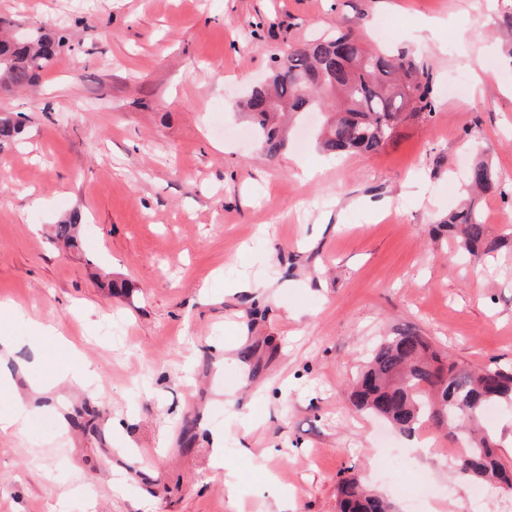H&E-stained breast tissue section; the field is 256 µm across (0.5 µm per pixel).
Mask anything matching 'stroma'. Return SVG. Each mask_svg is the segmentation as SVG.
I'll return each mask as SVG.
<instances>
[{
	"instance_id": "35a3bbf8",
	"label": "stroma",
	"mask_w": 512,
	"mask_h": 512,
	"mask_svg": "<svg viewBox=\"0 0 512 512\" xmlns=\"http://www.w3.org/2000/svg\"><path fill=\"white\" fill-rule=\"evenodd\" d=\"M511 17L512 0H0V36L68 37L37 84L0 88L25 125L0 145V415L30 406L0 436V512H278L272 476L288 512H338L349 467L394 512H469L447 429L420 425L422 456L348 388L405 328L512 365V251L469 261L433 231L476 145L512 179ZM339 24L415 52L435 113L340 159L309 113L265 155L240 101ZM34 323L67 345L33 358ZM73 345L98 374L79 393L54 382ZM80 220L78 215L69 217V219L61 221L54 225L52 240L54 243L63 242L69 247H76L77 232ZM28 419L27 406L18 402L15 410L5 416L0 415V434L21 433Z\"/></svg>"
}]
</instances>
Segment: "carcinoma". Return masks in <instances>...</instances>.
I'll return each mask as SVG.
<instances>
[{
	"label": "carcinoma",
	"mask_w": 512,
	"mask_h": 512,
	"mask_svg": "<svg viewBox=\"0 0 512 512\" xmlns=\"http://www.w3.org/2000/svg\"><path fill=\"white\" fill-rule=\"evenodd\" d=\"M63 37L47 34L0 41V80L25 87L39 80L53 64ZM424 65L405 49L382 46L370 50L350 29L315 40L298 41L288 54L274 61L272 83L251 90L245 107L260 148L275 154L284 146L280 118L290 112H331L319 134L325 153L342 157L376 153L408 119L435 112L431 83L420 82ZM21 123L0 118V141L21 134ZM471 192L512 193L500 169L479 159L465 175ZM79 217L54 225L52 240L77 244ZM453 239L457 249L478 260L492 257L508 241L490 233L488 225L466 198L436 227ZM356 411L384 418L410 435L424 421L448 427V434L464 440L456 461L460 473L476 481L512 490V474L500 461L497 440L478 428L493 408L512 406V365L469 369L440 354L428 337L407 328L372 351L350 392ZM340 512H389L390 503L368 492L349 468L337 486Z\"/></svg>",
	"instance_id": "cac0c4a2"
}]
</instances>
